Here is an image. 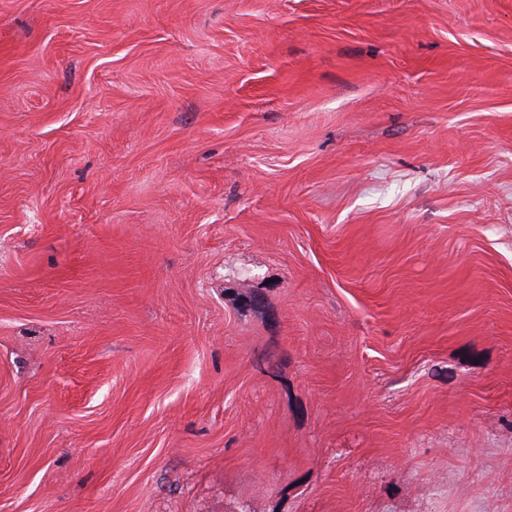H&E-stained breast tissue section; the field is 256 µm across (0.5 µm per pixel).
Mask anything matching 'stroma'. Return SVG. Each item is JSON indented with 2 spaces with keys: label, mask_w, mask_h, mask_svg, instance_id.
I'll return each mask as SVG.
<instances>
[{
  "label": "stroma",
  "mask_w": 512,
  "mask_h": 512,
  "mask_svg": "<svg viewBox=\"0 0 512 512\" xmlns=\"http://www.w3.org/2000/svg\"><path fill=\"white\" fill-rule=\"evenodd\" d=\"M0 512H512V0H0Z\"/></svg>",
  "instance_id": "35a3bbf8"
}]
</instances>
